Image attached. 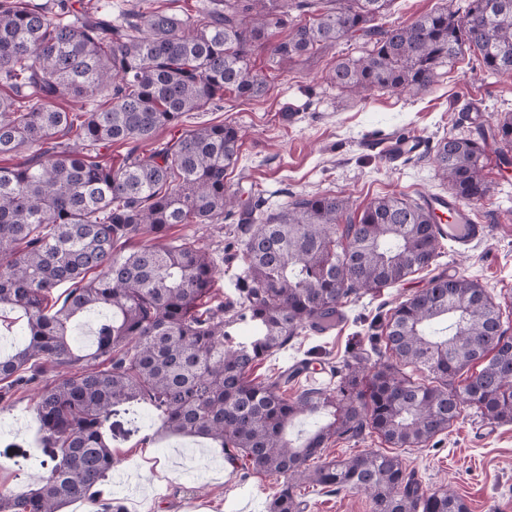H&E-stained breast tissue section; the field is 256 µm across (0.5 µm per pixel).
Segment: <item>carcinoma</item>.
<instances>
[{
  "mask_svg": "<svg viewBox=\"0 0 512 512\" xmlns=\"http://www.w3.org/2000/svg\"><path fill=\"white\" fill-rule=\"evenodd\" d=\"M391 2L203 0L193 15L137 10L114 19L83 0H0V154L35 150L0 167V324L23 333L0 350V382L56 373L35 396L43 475L25 494H0V512L101 503L115 464L112 413L134 401L160 416L165 432L216 443L252 473L282 479L268 512H302L307 486L362 492L371 512H468L447 486L423 490L396 454L330 459L326 451L367 432L393 448L423 447L467 406L512 423V328L474 280L432 277L376 325L370 340L383 338L388 357L370 366L367 350L352 353L332 387L290 398L286 375L248 378L305 328L335 325L350 295L429 267L444 240L432 210L391 195L351 217L345 198L291 200L249 229L236 298L215 304L214 261L194 242L117 250L145 230L162 239L174 224H222L241 206L224 185L238 158L237 127L182 124L227 91L265 94L267 75L251 65L259 52L281 70L366 36L365 53L338 60L330 76L356 96L425 91L466 50L487 71L512 73V0H464L377 27ZM274 27L288 36L271 41ZM66 98L80 109L54 107ZM162 128L178 136L138 155ZM60 134L73 142L57 141ZM490 138L511 165V112L488 133L436 143L435 170L455 197L488 195ZM114 144L130 146L117 165L100 153ZM256 208L243 207L244 221ZM91 314L94 341L81 346L74 331ZM241 320L253 330L245 340L233 336ZM307 416L325 422L297 444L288 427Z\"/></svg>",
  "mask_w": 512,
  "mask_h": 512,
  "instance_id": "obj_1",
  "label": "carcinoma"
}]
</instances>
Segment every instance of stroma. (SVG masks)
Returning <instances> with one entry per match:
<instances>
[{
    "label": "stroma",
    "mask_w": 512,
    "mask_h": 512,
    "mask_svg": "<svg viewBox=\"0 0 512 512\" xmlns=\"http://www.w3.org/2000/svg\"><path fill=\"white\" fill-rule=\"evenodd\" d=\"M365 48L364 37L345 38L279 72L268 69L266 56H257L253 64L269 81L263 97L244 101L228 92L222 107L185 117L188 129L220 123L241 128L238 160L224 181L228 191L268 213L317 193L349 198L356 207L384 195L418 201L427 193L449 194L435 175L431 147L448 136L475 134L501 113H512V73H488L477 54L468 52L421 94L375 91L359 100L338 90L330 74L338 58L361 56ZM397 132L422 137L428 152L388 162L376 143ZM497 149L490 143L484 158L490 191L470 205L475 220L489 227L484 241L464 253L444 243L429 268L380 293L349 297L336 330L300 333L255 366L253 379L260 382L307 361L321 369L314 385L327 384L336 362L369 336L374 317L426 288L439 273L477 280L512 319V167L500 168ZM245 233L232 216L221 224L173 225L166 239L207 249L216 264L212 295L222 300L235 295ZM32 389L16 387L0 398V492L26 491L43 457ZM111 421L118 471L106 479L104 496L123 512H267L274 479L246 474L209 442L165 435L151 410H141L134 420L120 410ZM398 454L423 489L447 484L469 512H512V424L483 421L468 408L428 445ZM304 499L305 512H371L361 493L309 490Z\"/></svg>",
    "instance_id": "35a3bbf8"
}]
</instances>
